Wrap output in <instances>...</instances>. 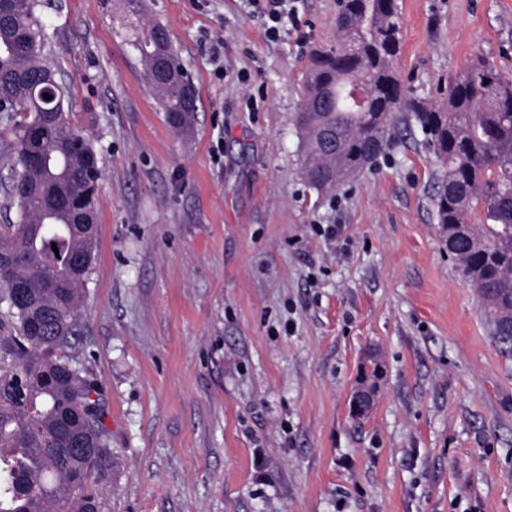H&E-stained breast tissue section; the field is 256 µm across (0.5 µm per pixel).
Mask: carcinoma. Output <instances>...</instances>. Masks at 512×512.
Here are the masks:
<instances>
[{"mask_svg":"<svg viewBox=\"0 0 512 512\" xmlns=\"http://www.w3.org/2000/svg\"><path fill=\"white\" fill-rule=\"evenodd\" d=\"M43 0H9L0 26V100L16 119L0 125L9 138L3 169L16 179L18 223L0 233V257L28 301L0 282V449L29 452L17 468L0 454V502L26 497L27 512H90L112 471L109 432L94 381L70 355L94 246L93 226L53 208L60 194L82 211L98 192L80 179L95 154L72 124L70 87L50 81ZM336 45L309 59L304 98L294 123L309 182L334 188L355 176L391 142L395 124L413 119L443 173L434 195L437 223L453 243L451 258L481 300L496 341L512 349V78L478 59L448 78L439 97L411 96L399 77L402 27L398 0H341ZM143 80L171 128L187 131L181 64L167 29L153 23L134 34ZM49 98H44V95ZM461 227L470 235L459 237Z\"/></svg>","mask_w":512,"mask_h":512,"instance_id":"carcinoma-1","label":"carcinoma"}]
</instances>
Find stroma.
<instances>
[{
    "label": "stroma",
    "mask_w": 512,
    "mask_h": 512,
    "mask_svg": "<svg viewBox=\"0 0 512 512\" xmlns=\"http://www.w3.org/2000/svg\"><path fill=\"white\" fill-rule=\"evenodd\" d=\"M143 2L40 12L103 173L72 351L112 435L100 512H512V352L448 255L419 130L336 188L305 176L294 116L335 0H295L275 41L241 0ZM147 22L196 89L188 132L143 81ZM402 30L415 96L479 56L512 76V0H402Z\"/></svg>",
    "instance_id": "obj_1"
}]
</instances>
